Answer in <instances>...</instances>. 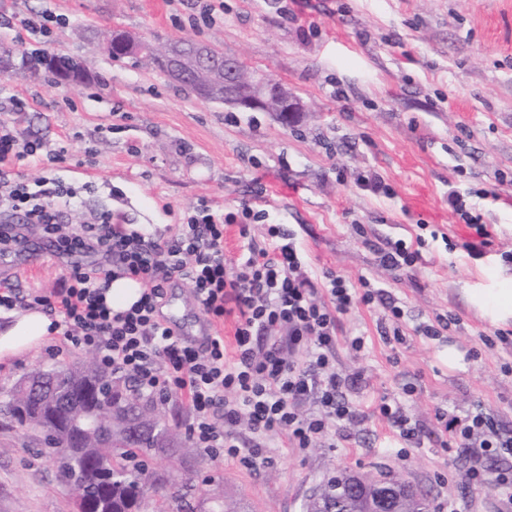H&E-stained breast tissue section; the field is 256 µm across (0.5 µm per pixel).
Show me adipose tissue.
<instances>
[{"mask_svg":"<svg viewBox=\"0 0 512 512\" xmlns=\"http://www.w3.org/2000/svg\"><path fill=\"white\" fill-rule=\"evenodd\" d=\"M50 317L39 309L0 314V360L7 361L42 346L48 339Z\"/></svg>","mask_w":512,"mask_h":512,"instance_id":"ef3b65f1","label":"adipose tissue"}]
</instances>
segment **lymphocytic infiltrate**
Returning a JSON list of instances; mask_svg holds the SVG:
<instances>
[{"mask_svg": "<svg viewBox=\"0 0 512 512\" xmlns=\"http://www.w3.org/2000/svg\"><path fill=\"white\" fill-rule=\"evenodd\" d=\"M39 151L37 144L0 132V188L9 189L0 207L22 212L25 223L41 228L46 249L69 260L66 287L26 301L52 315L64 346L95 352L102 372L124 376L134 391L159 402L185 398L193 417L189 439L215 459L266 463L264 450L275 435L304 453L333 427L357 419L348 394L365 376L337 372L336 327L340 315L372 303L375 291L332 273L316 286L290 233L276 224L269 225L267 242L248 239L234 259H225L224 220L204 207L165 237L117 223L108 211L78 231L63 232L64 219L79 207L74 190L46 176L32 185L9 179L10 164ZM92 254L104 256L108 268L90 263ZM114 277L143 288L127 311L112 312L104 301L103 283ZM176 278L190 282L214 329L202 341H186L160 320ZM228 320L234 330L229 344L219 331ZM307 399L315 400L319 414L300 413ZM436 420L449 445L479 460L463 474L465 486H489L512 500V468L491 478L480 465L512 457V431L479 406L462 417L441 409ZM243 422L254 436L248 448L233 432Z\"/></svg>", "mask_w": 512, "mask_h": 512, "instance_id": "obj_1", "label": "lymphocytic infiltrate"}]
</instances>
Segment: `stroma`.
Here are the masks:
<instances>
[{"label": "stroma", "mask_w": 512, "mask_h": 512, "mask_svg": "<svg viewBox=\"0 0 512 512\" xmlns=\"http://www.w3.org/2000/svg\"><path fill=\"white\" fill-rule=\"evenodd\" d=\"M48 13L58 18L49 32L24 27ZM0 16L10 22L0 45L12 50L0 72V129L69 150L65 163L42 156L12 173L75 188L83 206L71 229L109 210L160 234L199 204L219 217L255 201L264 215L247 236L284 225L315 282L329 272L364 278L402 311L404 339L391 344L378 331L388 315L380 302L340 316L336 370L364 372L352 396L362 414L307 453L276 436L269 462L254 468L210 458L185 438L178 454L154 455V469L186 485L182 512H216L225 499L248 512H302L341 469L399 474L440 512L452 500L460 512H512L495 490L462 484L476 460L445 450L435 420L437 410L479 405L512 430V348L485 343L512 331V320L491 322L471 302L512 277V0H0ZM107 28L215 46L305 110L285 127L269 112L202 100L159 71L112 60L100 46ZM35 53L77 59L86 73L64 81L29 71L24 60ZM81 168L93 178H80ZM371 176L379 190L364 187ZM466 212L491 233L483 256L463 247ZM22 234L23 245L0 254V281L24 296L63 287L66 259L50 255L39 227ZM244 237L227 227L226 259ZM419 238L414 273L381 266L388 243ZM441 317L450 324L439 336L418 334ZM358 335L367 339L359 354L348 343ZM452 351L459 365H449ZM94 359L88 350H32L0 362V394L28 374ZM402 396L428 434L423 447L403 448L371 413L381 398ZM52 457L42 437L0 414V512H75Z\"/></svg>", "instance_id": "1"}]
</instances>
